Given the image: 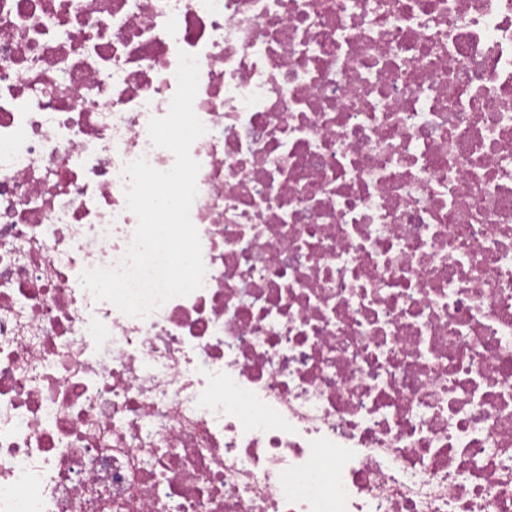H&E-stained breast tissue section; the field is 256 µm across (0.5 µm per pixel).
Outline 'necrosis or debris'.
<instances>
[{"label":"necrosis or debris","instance_id":"4bbe7bcc","mask_svg":"<svg viewBox=\"0 0 512 512\" xmlns=\"http://www.w3.org/2000/svg\"><path fill=\"white\" fill-rule=\"evenodd\" d=\"M182 51L141 319L80 275ZM0 512H512V0H0Z\"/></svg>","mask_w":512,"mask_h":512}]
</instances>
